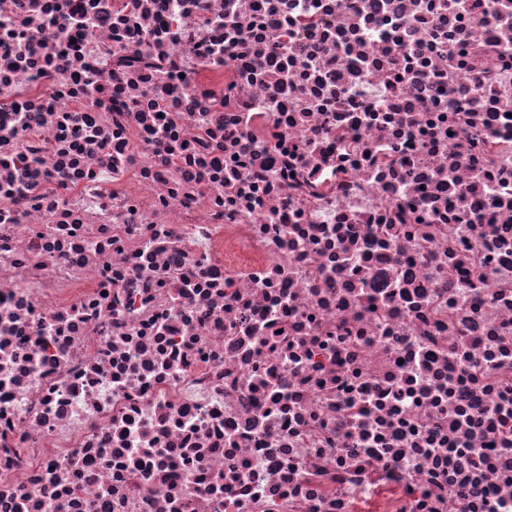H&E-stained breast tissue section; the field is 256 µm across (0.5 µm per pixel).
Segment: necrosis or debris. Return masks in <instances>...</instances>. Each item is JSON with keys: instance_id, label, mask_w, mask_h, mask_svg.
I'll list each match as a JSON object with an SVG mask.
<instances>
[{"instance_id": "1", "label": "necrosis or debris", "mask_w": 512, "mask_h": 512, "mask_svg": "<svg viewBox=\"0 0 512 512\" xmlns=\"http://www.w3.org/2000/svg\"><path fill=\"white\" fill-rule=\"evenodd\" d=\"M0 512H512V0H0Z\"/></svg>"}]
</instances>
